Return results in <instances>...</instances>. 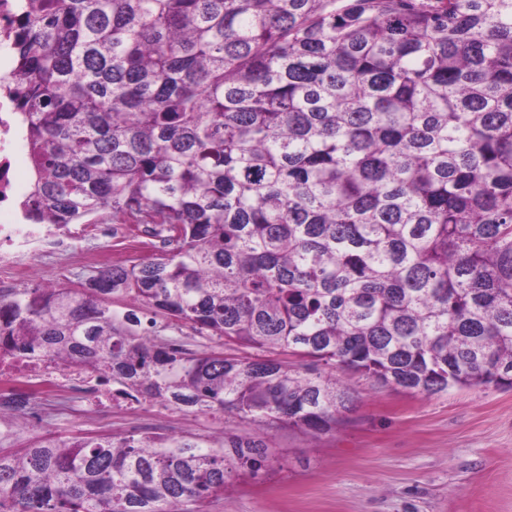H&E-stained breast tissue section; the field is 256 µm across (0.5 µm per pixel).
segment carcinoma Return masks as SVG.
<instances>
[{"label": "carcinoma", "mask_w": 512, "mask_h": 512, "mask_svg": "<svg viewBox=\"0 0 512 512\" xmlns=\"http://www.w3.org/2000/svg\"><path fill=\"white\" fill-rule=\"evenodd\" d=\"M14 52L27 220L163 251L0 292L5 354L317 433L348 393L285 356L512 388V0H38ZM186 328L222 347L155 340ZM271 460L226 431L35 435L0 446V512H203Z\"/></svg>", "instance_id": "1"}]
</instances>
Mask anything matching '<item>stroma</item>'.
Masks as SVG:
<instances>
[{"instance_id":"obj_1","label":"stroma","mask_w":512,"mask_h":512,"mask_svg":"<svg viewBox=\"0 0 512 512\" xmlns=\"http://www.w3.org/2000/svg\"><path fill=\"white\" fill-rule=\"evenodd\" d=\"M79 254L37 263L32 286L88 275ZM351 404L335 431H270L251 421L143 403L86 416V403L49 415L44 435L121 432L210 434L228 428L263 438L276 456L258 478L232 476L207 512H512V390L451 389L425 395L359 374L342 375Z\"/></svg>"}]
</instances>
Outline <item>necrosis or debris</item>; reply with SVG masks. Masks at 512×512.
Instances as JSON below:
<instances>
[{
    "label": "necrosis or debris",
    "mask_w": 512,
    "mask_h": 512,
    "mask_svg": "<svg viewBox=\"0 0 512 512\" xmlns=\"http://www.w3.org/2000/svg\"><path fill=\"white\" fill-rule=\"evenodd\" d=\"M20 0H0V288L21 287L32 262L44 254L67 253L75 242L111 236L108 224H30L21 216L16 201L26 187L17 180L30 170L27 140L14 109L11 77L16 60L12 38L18 26ZM11 377V384L0 386V412H7V423H0V444L9 443L23 428L34 427L36 418L12 411L11 399L18 393H31L33 386L46 384L62 390L85 388L95 410L111 407L112 401L98 386L85 385L77 368L44 358L16 359L0 353V377Z\"/></svg>",
    "instance_id": "1"
}]
</instances>
